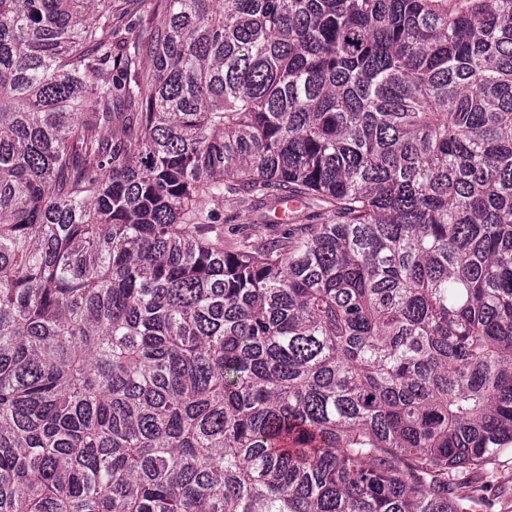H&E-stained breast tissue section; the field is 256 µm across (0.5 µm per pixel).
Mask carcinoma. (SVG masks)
Here are the masks:
<instances>
[{
  "mask_svg": "<svg viewBox=\"0 0 512 512\" xmlns=\"http://www.w3.org/2000/svg\"><path fill=\"white\" fill-rule=\"evenodd\" d=\"M511 448L512 0H0V512H460ZM218 211L219 223L224 224V233L231 232L232 228L249 224L251 213L233 203L224 201V208Z\"/></svg>",
  "mask_w": 512,
  "mask_h": 512,
  "instance_id": "carcinoma-1",
  "label": "carcinoma"
}]
</instances>
